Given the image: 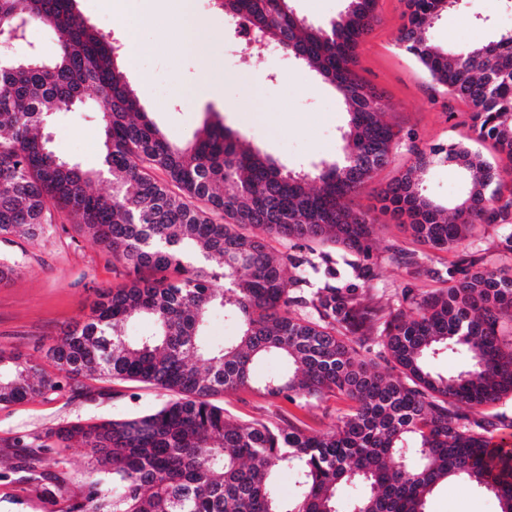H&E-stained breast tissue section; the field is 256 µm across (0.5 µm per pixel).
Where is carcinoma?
Instances as JSON below:
<instances>
[{
    "mask_svg": "<svg viewBox=\"0 0 512 512\" xmlns=\"http://www.w3.org/2000/svg\"><path fill=\"white\" fill-rule=\"evenodd\" d=\"M76 0H0V37L25 41L17 58H0V241L44 239L64 211L132 278L99 293L85 320L51 338L43 366L0 349V405L69 391L87 400L84 378L131 380L177 394L159 409L89 423L77 419L28 440L36 464L60 461L49 449L74 441L91 449L94 466L82 495L67 497L65 478L40 486L45 512H340V488L359 485L347 512H425L450 478L487 490L499 512H512V452L489 448L494 423L461 411L512 396V196L503 173L456 144L414 148L402 175L379 195L391 214L433 250L460 252L448 287L404 288L396 306L365 302L376 279L377 218L347 199L392 161L398 132L383 121L390 102L353 70L359 43L377 22L376 0H349L328 27L298 17L289 0H227L256 34L313 68L348 108L343 158L312 172H284L245 150L221 123L171 143L141 108L119 48L76 11ZM399 43L449 94L472 107L475 139L494 141L512 158V30L486 43L444 50L429 31L454 0H408ZM35 27L58 34L47 59L27 40ZM97 93L102 168L86 170L52 150L48 129L58 114ZM442 161L469 184L451 210L424 195L417 174ZM163 172L158 180L145 171ZM107 178L106 194L92 184ZM176 186L179 192L170 190ZM230 224H216L208 212ZM497 233L496 255L470 252ZM332 241L351 259L348 280L331 281L323 254L274 253L267 238ZM294 274L287 276L285 267ZM21 263L0 256V282ZM321 286L301 294L308 276ZM234 320L230 341L206 336L210 318ZM146 318L148 335L127 326ZM387 370L359 359L372 336ZM462 350L466 369L444 376L436 356ZM288 365L257 382V361ZM298 408L329 394L353 405L323 431L288 421H239L214 397L252 389ZM419 464L409 465L408 459ZM283 471L297 492L280 495Z\"/></svg>",
    "mask_w": 512,
    "mask_h": 512,
    "instance_id": "cac0c4a2",
    "label": "carcinoma"
}]
</instances>
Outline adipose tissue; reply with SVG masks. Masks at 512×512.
Wrapping results in <instances>:
<instances>
[{
  "instance_id": "adipose-tissue-1",
  "label": "adipose tissue",
  "mask_w": 512,
  "mask_h": 512,
  "mask_svg": "<svg viewBox=\"0 0 512 512\" xmlns=\"http://www.w3.org/2000/svg\"><path fill=\"white\" fill-rule=\"evenodd\" d=\"M117 9L123 17L125 31V62L135 65L141 50L139 33L142 28L177 14L186 44H194L196 20L189 0H118Z\"/></svg>"
}]
</instances>
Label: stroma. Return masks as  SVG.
<instances>
[{
  "mask_svg": "<svg viewBox=\"0 0 512 512\" xmlns=\"http://www.w3.org/2000/svg\"><path fill=\"white\" fill-rule=\"evenodd\" d=\"M207 44L205 55L185 51L168 21L169 38L152 28L143 29L146 46L127 78L145 112L174 142L190 140L205 124L223 122L252 150L271 157L287 170L299 171L334 158L342 148L341 133L347 114L341 95L316 72L280 53H242L236 21L217 12L211 0H192ZM406 0H377L378 21L360 42L353 66L359 78L390 101L385 120L412 132L401 140L390 165L374 174L350 199L353 208L366 210L377 190L403 171L410 146L466 143L493 167H512V158L492 140L475 141L472 110L453 98L428 72L398 45ZM512 29V0H457L435 20L430 35L443 48L488 42L500 31ZM263 71L260 86L252 76ZM97 95L87 91L79 110L59 114L52 126L56 153L86 169L99 168L102 145L93 117ZM425 194L448 202L461 197L463 177L448 164L434 162L420 175ZM57 229L49 238L0 243V252L16 256L23 271L0 283V348L21 351L33 362L45 363L50 337L83 320L97 290L128 282L127 269L113 261L102 246L79 232L71 218L54 211ZM422 258L426 248L396 222H389L373 242L378 253V277L370 295L380 305L393 303L402 289L429 290L448 285V268L457 260L454 251L430 254L420 268H406L384 257L386 246ZM94 400L76 399L61 392L22 404L0 406V512H43L39 495L28 480L26 451L13 447L17 437L45 432L59 424L81 419L98 422L148 412L170 400L169 392L142 383L91 377ZM227 413L241 421L266 419L285 423L298 415L317 430L326 429L348 409L350 402L331 396L302 409L255 391L217 397ZM496 498L483 490L451 479L428 497L426 512H497Z\"/></svg>",
  "mask_w": 512,
  "mask_h": 512,
  "instance_id": "stroma-1",
  "label": "stroma"
}]
</instances>
